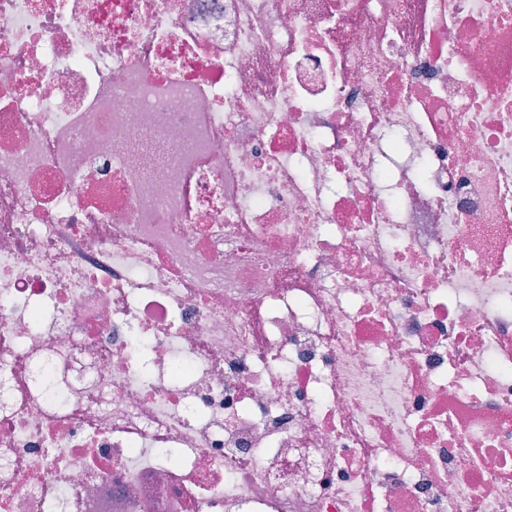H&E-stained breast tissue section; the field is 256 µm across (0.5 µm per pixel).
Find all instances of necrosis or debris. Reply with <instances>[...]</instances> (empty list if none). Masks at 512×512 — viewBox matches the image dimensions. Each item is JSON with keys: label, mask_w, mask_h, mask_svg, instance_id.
I'll return each instance as SVG.
<instances>
[{"label": "necrosis or debris", "mask_w": 512, "mask_h": 512, "mask_svg": "<svg viewBox=\"0 0 512 512\" xmlns=\"http://www.w3.org/2000/svg\"><path fill=\"white\" fill-rule=\"evenodd\" d=\"M0 512H512V0H0Z\"/></svg>", "instance_id": "4bbe7bcc"}]
</instances>
